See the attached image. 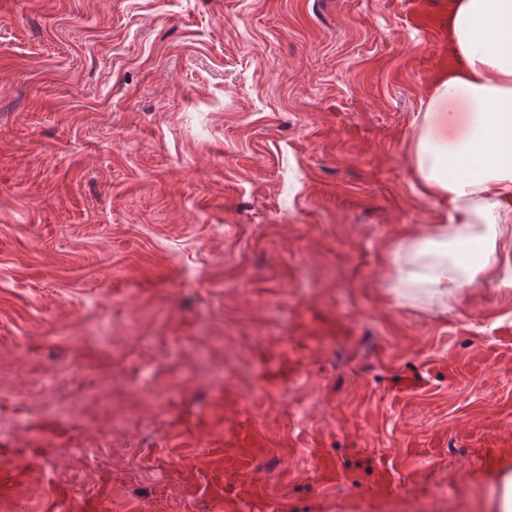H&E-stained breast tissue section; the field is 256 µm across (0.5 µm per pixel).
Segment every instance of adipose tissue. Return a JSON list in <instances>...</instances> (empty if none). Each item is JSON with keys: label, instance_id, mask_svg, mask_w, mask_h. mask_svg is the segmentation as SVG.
<instances>
[{"label": "adipose tissue", "instance_id": "obj_1", "mask_svg": "<svg viewBox=\"0 0 512 512\" xmlns=\"http://www.w3.org/2000/svg\"><path fill=\"white\" fill-rule=\"evenodd\" d=\"M446 46L448 67L431 82L410 149L439 220L388 258L393 294L421 281L444 306L480 281L512 291V0H448ZM452 260L461 275L449 274Z\"/></svg>", "mask_w": 512, "mask_h": 512}]
</instances>
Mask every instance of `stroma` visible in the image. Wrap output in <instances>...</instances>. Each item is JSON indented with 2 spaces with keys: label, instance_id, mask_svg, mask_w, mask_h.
<instances>
[{
  "label": "stroma",
  "instance_id": "obj_1",
  "mask_svg": "<svg viewBox=\"0 0 512 512\" xmlns=\"http://www.w3.org/2000/svg\"><path fill=\"white\" fill-rule=\"evenodd\" d=\"M447 12L0 0V512H223L252 424L238 512H497L512 296L386 291Z\"/></svg>",
  "mask_w": 512,
  "mask_h": 512
}]
</instances>
